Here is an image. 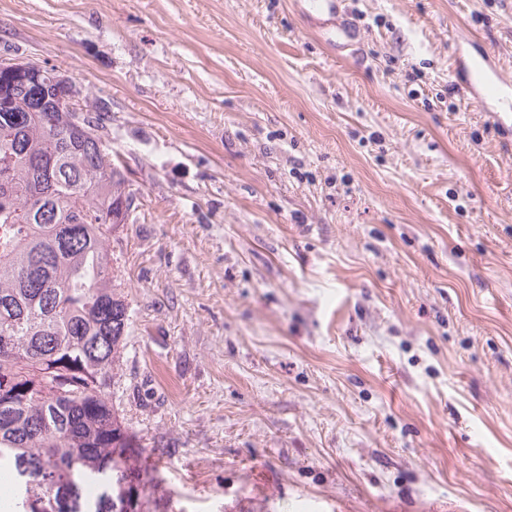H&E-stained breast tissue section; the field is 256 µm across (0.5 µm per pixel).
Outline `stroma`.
Returning a JSON list of instances; mask_svg holds the SVG:
<instances>
[{
    "label": "stroma",
    "instance_id": "1",
    "mask_svg": "<svg viewBox=\"0 0 512 512\" xmlns=\"http://www.w3.org/2000/svg\"><path fill=\"white\" fill-rule=\"evenodd\" d=\"M0 0L107 110L140 512H512V150L451 72L512 0Z\"/></svg>",
    "mask_w": 512,
    "mask_h": 512
}]
</instances>
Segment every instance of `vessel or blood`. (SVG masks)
<instances>
[{"label":"vessel or blood","mask_w":512,"mask_h":512,"mask_svg":"<svg viewBox=\"0 0 512 512\" xmlns=\"http://www.w3.org/2000/svg\"><path fill=\"white\" fill-rule=\"evenodd\" d=\"M455 78L462 94L479 105H486L493 98L505 101L512 97V87L503 82L500 70L490 53L458 56Z\"/></svg>","instance_id":"vessel-or-blood-1"}]
</instances>
